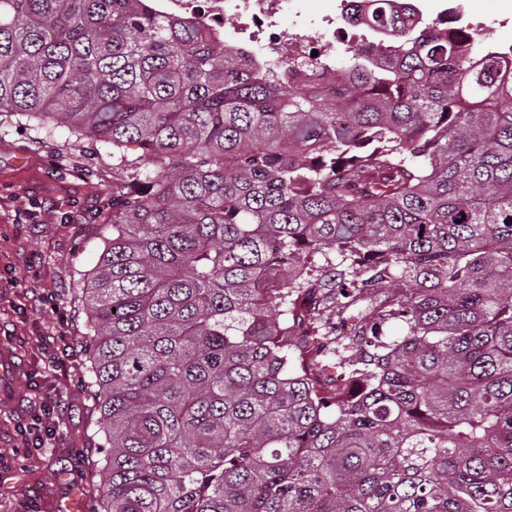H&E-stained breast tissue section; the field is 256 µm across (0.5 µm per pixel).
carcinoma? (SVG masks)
Returning a JSON list of instances; mask_svg holds the SVG:
<instances>
[{"label": "carcinoma", "mask_w": 512, "mask_h": 512, "mask_svg": "<svg viewBox=\"0 0 512 512\" xmlns=\"http://www.w3.org/2000/svg\"><path fill=\"white\" fill-rule=\"evenodd\" d=\"M257 64L148 0H0V116L112 144L100 512H512V49ZM511 103L505 107V103ZM363 299L349 382L288 341Z\"/></svg>", "instance_id": "obj_1"}]
</instances>
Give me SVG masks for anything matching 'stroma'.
<instances>
[{"label":"stroma","mask_w":512,"mask_h":512,"mask_svg":"<svg viewBox=\"0 0 512 512\" xmlns=\"http://www.w3.org/2000/svg\"><path fill=\"white\" fill-rule=\"evenodd\" d=\"M491 45L512 46V0H458ZM26 165H19V156ZM112 212V146L0 123V512H61L74 489L97 501L96 396L87 384L83 290ZM58 339L56 361L42 340ZM55 402L51 448L25 451L31 383Z\"/></svg>","instance_id":"obj_1"}]
</instances>
